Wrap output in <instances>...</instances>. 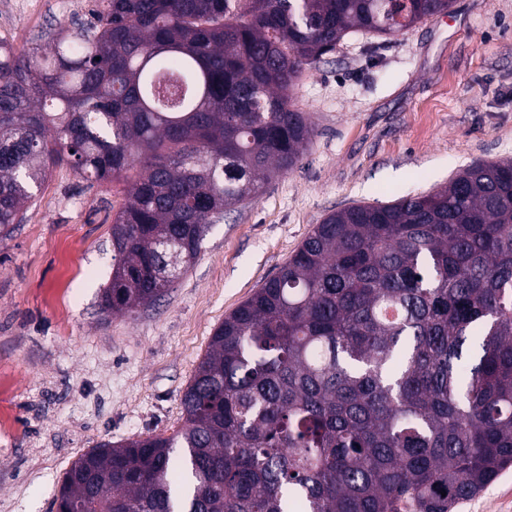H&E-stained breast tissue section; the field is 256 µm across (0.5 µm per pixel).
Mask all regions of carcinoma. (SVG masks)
I'll use <instances>...</instances> for the list:
<instances>
[{"label": "carcinoma", "instance_id": "carcinoma-1", "mask_svg": "<svg viewBox=\"0 0 512 512\" xmlns=\"http://www.w3.org/2000/svg\"><path fill=\"white\" fill-rule=\"evenodd\" d=\"M80 34L0 40V229L66 162L128 183L105 313L161 299L211 220L301 159L291 91L354 29L454 0H98ZM171 436L65 472L80 512H451L512 466V159L326 215L215 329Z\"/></svg>", "mask_w": 512, "mask_h": 512}]
</instances>
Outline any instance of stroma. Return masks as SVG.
Segmentation results:
<instances>
[{"mask_svg":"<svg viewBox=\"0 0 512 512\" xmlns=\"http://www.w3.org/2000/svg\"><path fill=\"white\" fill-rule=\"evenodd\" d=\"M92 6L17 0L0 39L46 45ZM292 102L314 128L300 162L217 219L198 259L133 315L99 306L124 182L56 166L0 235V512H55L63 473L90 448L181 429L215 329L328 213L512 158V0H455L391 38L349 34L304 71ZM452 512H512V468Z\"/></svg>","mask_w":512,"mask_h":512,"instance_id":"1","label":"stroma"}]
</instances>
